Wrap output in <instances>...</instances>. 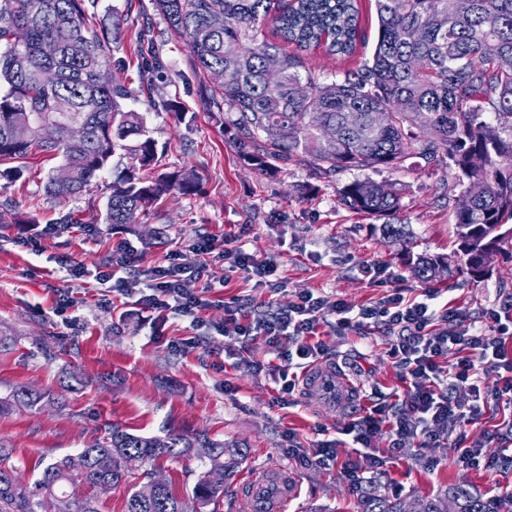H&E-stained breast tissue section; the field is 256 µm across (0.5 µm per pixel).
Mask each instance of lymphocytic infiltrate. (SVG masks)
I'll list each match as a JSON object with an SVG mask.
<instances>
[{
    "label": "lymphocytic infiltrate",
    "instance_id": "1",
    "mask_svg": "<svg viewBox=\"0 0 512 512\" xmlns=\"http://www.w3.org/2000/svg\"><path fill=\"white\" fill-rule=\"evenodd\" d=\"M192 247L206 257L194 268L180 263L175 249L167 253L163 264L147 269L140 266L132 250H113L111 260L95 276L103 287L102 298L119 296L146 312L154 324L181 317L196 329L211 305L207 284L215 269L242 274L260 287L278 291L287 287L276 276V261L257 258L230 240L202 236ZM433 298L428 291L419 301L397 288L376 303L355 308L306 293L254 314L249 313L248 302L235 299L224 305L223 332L245 339L266 337L279 360L276 371L280 391L286 395L293 394L303 374L324 359L326 351L317 340L320 328L381 325L393 335L390 356L407 384L406 399L399 403L385 397L371 400L344 429L353 438L357 458L342 465L341 473L352 486L359 487L372 480L383 462H396L400 449L449 440L461 424L480 416L488 401L512 404V358L504 351L506 341L512 339V304L490 312L489 329L470 327L457 332L436 329L437 321L454 322L461 314L452 307H435ZM491 372L500 385L482 390V377ZM462 389L472 395V403L466 407L456 400ZM382 431L391 441L384 459L371 450Z\"/></svg>",
    "mask_w": 512,
    "mask_h": 512
}]
</instances>
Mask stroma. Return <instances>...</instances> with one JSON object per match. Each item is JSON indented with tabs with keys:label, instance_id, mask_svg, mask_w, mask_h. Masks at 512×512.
<instances>
[{
	"label": "stroma",
	"instance_id": "35a3bbf8",
	"mask_svg": "<svg viewBox=\"0 0 512 512\" xmlns=\"http://www.w3.org/2000/svg\"><path fill=\"white\" fill-rule=\"evenodd\" d=\"M363 41L354 54L332 55L324 49L296 51L278 41L272 25L262 35L281 51L295 54L301 74L329 83L371 59L378 36L374 0H358ZM99 27L111 34L113 77L130 91L124 110L139 113L157 143V172L192 174L193 193L178 190L164 196L137 223H105L106 186L129 166L114 156L97 184L86 195L59 204L44 190L50 162L31 153L24 174L15 183L0 179V398L18 388L43 393L38 409L0 414V447L10 454L22 485L41 477L45 462L77 454L106 436L114 425L139 435L208 434L233 442L246 457L234 477L224 483L221 512H244L241 488L258 468H285L299 480L289 512H357V491L342 477L339 466L353 460V447L338 448L336 467L306 466L288 453L296 436L312 448L320 436L337 438L351 422L341 399L296 392L288 405L276 404L277 386L267 366L278 360L265 337L240 343L234 336L212 334L206 348L184 354L169 352L166 340L186 335V322L170 319L162 328L143 319L131 305L109 306L98 301L99 286L91 272L121 245L133 247L143 266L161 264L172 244H180V261L197 266L202 257L191 247L199 235L240 237L247 252L278 263L287 284L284 292L255 287L232 275L219 294L224 300L250 299L262 306L311 292L351 306L378 301L387 289L374 285L361 265L378 266L392 278L391 286L421 294L423 285L401 262L398 246L373 232L371 221L339 201V191L355 180L400 182L406 192L398 222L413 230L416 254L452 255L455 219L451 197L455 175L447 167L406 170L352 168L330 178L317 177L308 161L276 162L263 175L243 165L225 128L234 112L210 98L213 82L196 66L184 38L156 10L154 0H99ZM158 56L164 66L152 91H145L136 63ZM181 113L171 112L170 104ZM315 186L307 199L294 193L297 185ZM74 213L72 227L42 238L40 251L14 246V238L41 236L45 225ZM31 224L20 223L23 215ZM81 263L88 277L73 280L55 269L61 257ZM390 286V287H391ZM72 289L73 326L57 316V289ZM437 304L451 303L466 322L486 328L488 311L512 303V259L499 256L490 276L478 281L465 276L434 284ZM163 339H152L154 330ZM321 340L332 365L340 367L358 388L357 399L404 395L407 387L388 355L391 335L378 327L336 333L322 328ZM246 360H238L240 347ZM439 466H431V459ZM209 468L198 452L154 461H137L135 474L153 473L171 481L181 497H190ZM464 485L486 497L512 494V468L485 471L465 466L452 447L404 448L397 463L382 467L374 480L382 493L417 498L445 493Z\"/></svg>",
	"mask_w": 512,
	"mask_h": 512
}]
</instances>
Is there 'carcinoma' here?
I'll return each instance as SVG.
<instances>
[{
    "mask_svg": "<svg viewBox=\"0 0 512 512\" xmlns=\"http://www.w3.org/2000/svg\"><path fill=\"white\" fill-rule=\"evenodd\" d=\"M88 0H0V162L25 159L36 150L61 159L71 173L61 185L48 175L47 194L59 198L82 195L109 166L116 150L127 151L129 171L109 186L107 224H133L137 214L157 205L176 187L188 194L193 181L155 176L157 151L145 134L142 118L123 110L128 96L110 68L109 33L90 24ZM169 26L186 39L197 67L204 72L231 67L234 74L212 89L237 114L232 140L239 159L260 172L275 160L309 158L319 172L351 168L401 169L421 159L427 166L455 169L458 193L453 196L457 272L476 281L488 273L484 255L512 254V69L498 65L512 56V0H375L378 38L372 59L343 79L323 84L296 71L295 56L265 39L260 27L275 25L276 34L300 51L320 47L350 55L361 39L357 0H154ZM212 14L227 16L228 25L211 28ZM419 27L417 42L406 30ZM53 39L58 56L43 58L39 47ZM86 43L81 58L67 45ZM281 62L279 80L266 78V60ZM308 87L297 98L295 86ZM490 111L494 118L484 119ZM58 125L52 143L37 139L31 117ZM78 120L86 136L67 135ZM276 126L280 137L263 148L256 142L265 128ZM332 132L343 149L330 154L321 147ZM136 136L134 145L126 141ZM485 182L481 196L470 194L473 179ZM406 188L400 183L355 180L340 190L349 210L383 221L381 237L398 244L412 275L423 284L453 276L448 257H411L412 231L391 219L402 207ZM43 395L20 388L0 399V412L38 407ZM198 446L209 449L211 469L228 477L238 468L242 449L202 436L145 437L111 427L103 440L75 456L47 464L34 487H23L10 456L0 453V512H38L46 498L54 512H71L74 495L65 486L82 484L101 492L128 482L131 492L124 512H219L223 485L204 475L187 501L171 484L153 486L129 480L130 458L156 459ZM455 512H502L508 500L485 498L459 485L440 497L423 500L360 490V512H441L444 502Z\"/></svg>",
    "mask_w": 512,
    "mask_h": 512,
    "instance_id": "cac0c4a2",
    "label": "carcinoma"
}]
</instances>
